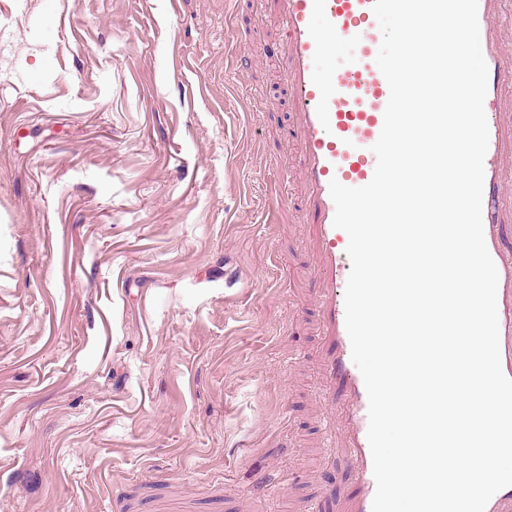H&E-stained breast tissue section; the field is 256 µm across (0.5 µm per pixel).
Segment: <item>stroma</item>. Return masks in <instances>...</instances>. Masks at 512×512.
Wrapping results in <instances>:
<instances>
[{"label":"stroma","instance_id":"1","mask_svg":"<svg viewBox=\"0 0 512 512\" xmlns=\"http://www.w3.org/2000/svg\"><path fill=\"white\" fill-rule=\"evenodd\" d=\"M276 17L0 0V512H352Z\"/></svg>","mask_w":512,"mask_h":512}]
</instances>
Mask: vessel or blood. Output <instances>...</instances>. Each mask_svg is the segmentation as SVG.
Wrapping results in <instances>:
<instances>
[{"label":"vessel or blood","instance_id":"b4317fda","mask_svg":"<svg viewBox=\"0 0 512 512\" xmlns=\"http://www.w3.org/2000/svg\"><path fill=\"white\" fill-rule=\"evenodd\" d=\"M282 38L271 50L284 58L300 150L296 169L307 192V224L319 257L315 272L323 328L325 384L330 416L342 427L359 485L356 512H372L376 492L367 438L368 396L351 357L345 289L351 269L347 234L333 225L329 183L362 187L373 178L372 150L384 122L389 85L376 64L382 33L374 0H278ZM480 46L488 67L484 110L489 143L484 159L482 220L498 272L497 315L501 369L512 378V236L502 219L512 204V0H478ZM347 48V63L336 64Z\"/></svg>","mask_w":512,"mask_h":512}]
</instances>
